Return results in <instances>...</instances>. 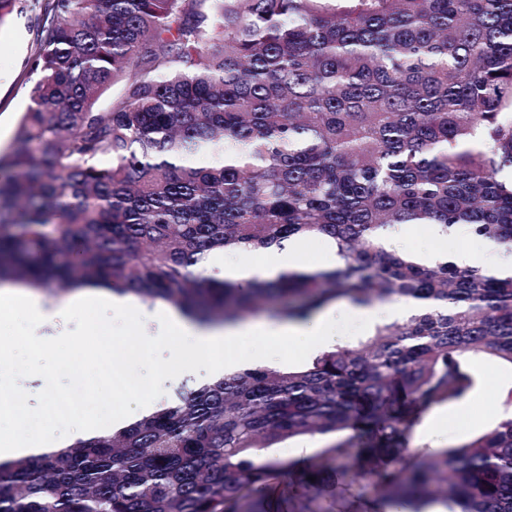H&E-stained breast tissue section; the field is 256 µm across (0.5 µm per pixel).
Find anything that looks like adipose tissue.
<instances>
[{"instance_id": "ef3b65f1", "label": "adipose tissue", "mask_w": 512, "mask_h": 512, "mask_svg": "<svg viewBox=\"0 0 512 512\" xmlns=\"http://www.w3.org/2000/svg\"><path fill=\"white\" fill-rule=\"evenodd\" d=\"M452 259L462 267H479L492 273L512 275V253L490 243L480 252L466 249L453 251ZM306 267L299 242L285 248H271L255 257L235 259L222 253L211 255L207 272L236 281L253 278L272 280L286 271ZM138 323L142 340L150 346H169L175 357L190 355L209 365L212 376L219 377L246 365H258L270 358V345L285 343L296 350L313 355L342 343L343 323L355 321L371 330L382 322L402 321L415 311L413 304L397 301L383 306H355L347 311L329 307L304 321H267L236 323L227 326L203 325L170 306L145 310L132 297L122 296L104 288L87 287L68 300L54 302L10 284L0 286V313L8 316L26 315L37 324H61L66 320L88 315L99 307ZM159 393L133 399L126 405L113 407L106 418L85 414L72 425L71 439L89 438L126 427L152 413L158 406Z\"/></svg>"}]
</instances>
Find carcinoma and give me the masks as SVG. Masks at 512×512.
<instances>
[{"instance_id": "obj_1", "label": "carcinoma", "mask_w": 512, "mask_h": 512, "mask_svg": "<svg viewBox=\"0 0 512 512\" xmlns=\"http://www.w3.org/2000/svg\"><path fill=\"white\" fill-rule=\"evenodd\" d=\"M34 14L30 105L0 154V280L106 287L233 323L343 298L419 304L295 367L186 383L150 416L0 462V512H270L259 451L332 441L296 476L363 478L398 512H512V419L411 454L479 358L512 365V276L426 266L395 224L512 245V0H0ZM118 91L99 110L112 88ZM331 239L334 269L244 286L213 251Z\"/></svg>"}]
</instances>
